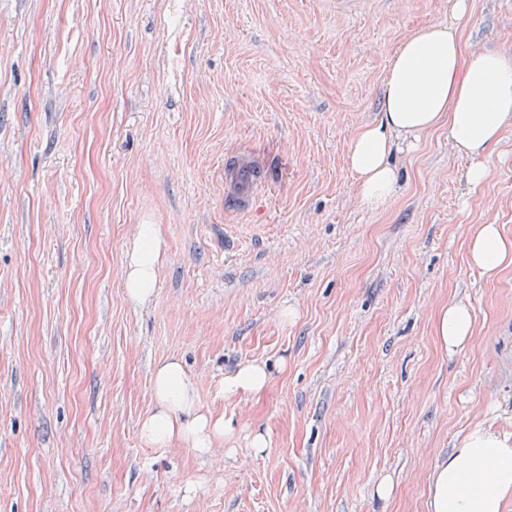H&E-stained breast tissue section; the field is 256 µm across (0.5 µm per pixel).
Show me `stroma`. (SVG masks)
Returning a JSON list of instances; mask_svg holds the SVG:
<instances>
[{
  "mask_svg": "<svg viewBox=\"0 0 512 512\" xmlns=\"http://www.w3.org/2000/svg\"><path fill=\"white\" fill-rule=\"evenodd\" d=\"M471 5L466 57L512 52V0ZM449 11L0 0V512H427L440 456L512 431V267L489 279L467 252L474 225L512 236V128L476 190L447 125L424 134L377 211L345 163L402 39ZM242 151L266 173L246 210L225 194ZM140 224L164 240L144 307L121 276ZM455 301L476 331L451 354L433 323ZM170 356L234 447L140 443ZM243 359L269 385L224 401Z\"/></svg>",
  "mask_w": 512,
  "mask_h": 512,
  "instance_id": "1",
  "label": "stroma"
}]
</instances>
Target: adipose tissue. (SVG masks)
<instances>
[{
	"label": "adipose tissue",
	"instance_id": "ef3b65f1",
	"mask_svg": "<svg viewBox=\"0 0 512 512\" xmlns=\"http://www.w3.org/2000/svg\"><path fill=\"white\" fill-rule=\"evenodd\" d=\"M452 19L408 35L389 62L380 117L360 127L348 144L346 160L356 175L362 202L378 210L393 198L398 173L394 147L413 146L440 124L448 143L467 157L468 182L480 188L488 179L486 159L512 127V54L484 51L464 61L461 34L471 19L468 0H453ZM163 238L159 225H138L126 248L123 287L128 302L148 304L160 283ZM470 263L487 278L512 266V237L499 225L479 224L469 239ZM476 318L464 302L443 308L434 334L448 352L462 349L474 335ZM267 363L246 359L227 374L218 390L226 400L251 398L269 382ZM154 403L139 424L149 448L184 444L200 452L235 441L238 428L229 418L203 409L193 378L180 359L168 357L152 371ZM512 502V433L488 427L471 429L430 475L428 512H505Z\"/></svg>",
	"mask_w": 512,
	"mask_h": 512
}]
</instances>
